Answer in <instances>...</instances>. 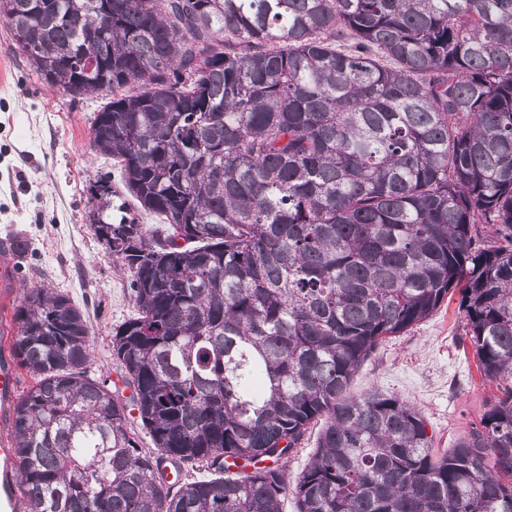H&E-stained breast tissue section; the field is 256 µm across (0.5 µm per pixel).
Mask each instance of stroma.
Returning a JSON list of instances; mask_svg holds the SVG:
<instances>
[{
    "instance_id": "35a3bbf8",
    "label": "stroma",
    "mask_w": 512,
    "mask_h": 512,
    "mask_svg": "<svg viewBox=\"0 0 512 512\" xmlns=\"http://www.w3.org/2000/svg\"><path fill=\"white\" fill-rule=\"evenodd\" d=\"M0 20V241L26 240L13 254L18 284L41 281L81 310L90 331L89 376L107 379L113 392L131 390L111 356L114 328L135 315L131 277L97 240L88 221L90 185L120 173L92 147L97 113L112 98L102 91L75 99L38 79L12 48ZM458 299L433 316L381 344L355 373L350 390L396 394L416 406L439 451H446L479 425L496 389L481 374L467 340Z\"/></svg>"
}]
</instances>
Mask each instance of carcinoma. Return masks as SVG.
<instances>
[{
	"mask_svg": "<svg viewBox=\"0 0 512 512\" xmlns=\"http://www.w3.org/2000/svg\"><path fill=\"white\" fill-rule=\"evenodd\" d=\"M0 19L47 85L112 91L92 143L136 210L112 191L94 232L132 277L111 356L154 444L88 375L82 312L26 289L3 479L24 512H283L289 493L512 512V0H0ZM455 292L498 395L441 453L417 407L350 385ZM319 428V424L314 425L312 429L310 428L306 436L307 440H305L302 448H299L298 453L288 461V480L290 479L291 482L309 462Z\"/></svg>",
	"mask_w": 512,
	"mask_h": 512,
	"instance_id": "carcinoma-1",
	"label": "carcinoma"
}]
</instances>
